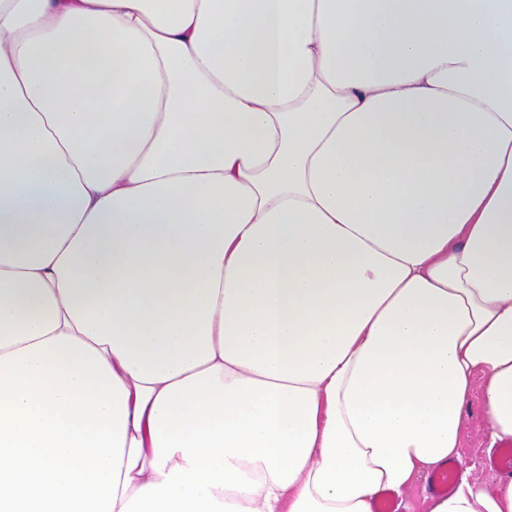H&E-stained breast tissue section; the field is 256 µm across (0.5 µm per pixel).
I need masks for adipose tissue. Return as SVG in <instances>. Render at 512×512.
Returning <instances> with one entry per match:
<instances>
[{
  "mask_svg": "<svg viewBox=\"0 0 512 512\" xmlns=\"http://www.w3.org/2000/svg\"><path fill=\"white\" fill-rule=\"evenodd\" d=\"M476 400L512 0H0V512H372Z\"/></svg>",
  "mask_w": 512,
  "mask_h": 512,
  "instance_id": "1",
  "label": "adipose tissue"
}]
</instances>
